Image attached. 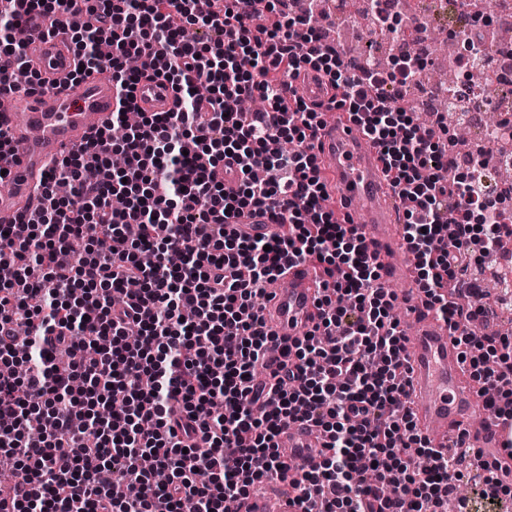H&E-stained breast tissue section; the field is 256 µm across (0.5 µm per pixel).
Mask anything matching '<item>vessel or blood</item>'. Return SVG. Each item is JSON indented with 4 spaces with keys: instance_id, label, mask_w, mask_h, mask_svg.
Masks as SVG:
<instances>
[{
    "instance_id": "1",
    "label": "vessel or blood",
    "mask_w": 512,
    "mask_h": 512,
    "mask_svg": "<svg viewBox=\"0 0 512 512\" xmlns=\"http://www.w3.org/2000/svg\"><path fill=\"white\" fill-rule=\"evenodd\" d=\"M28 57L33 69L48 83L47 88L29 95L25 111H17L19 94L0 89V126L9 128L16 149L0 153V169L7 173L8 192L0 194V225L18 224L24 212L36 204L35 186L46 174V164L85 144L109 123L119 89L109 79L97 77L72 82L73 57L66 38L48 36L40 29L28 32ZM301 95L306 103L326 98V86L316 72L300 77ZM137 105L149 112H172L177 101L171 87L159 80H143L135 89ZM316 156L327 168L339 198L349 214L358 216L357 230L382 267L385 282L403 284V303L410 315L405 356L410 368V390L416 401L414 413L422 434L431 445L446 450L448 439L465 434L473 448L503 447L512 439V427L490 420L478 424L484 406L464 387L459 351L448 335L447 326L428 316L417 286L414 264L389 213L398 200L387 197L383 163L347 113L331 114L316 141ZM287 288L270 289L262 315L276 338L273 351L284 343L304 336L317 320L318 290L312 267L292 266L286 273ZM318 433L309 425L294 424L278 437L284 457L292 467L310 463ZM235 512H302L293 492L278 494L276 510H268L260 496L235 503Z\"/></svg>"
}]
</instances>
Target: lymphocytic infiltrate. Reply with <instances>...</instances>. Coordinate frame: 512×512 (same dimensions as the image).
I'll return each mask as SVG.
<instances>
[{
	"instance_id": "lymphocytic-infiltrate-1",
	"label": "lymphocytic infiltrate",
	"mask_w": 512,
	"mask_h": 512,
	"mask_svg": "<svg viewBox=\"0 0 512 512\" xmlns=\"http://www.w3.org/2000/svg\"><path fill=\"white\" fill-rule=\"evenodd\" d=\"M25 2L0 5V27L66 31L82 67L75 80L108 70L130 90L157 76L178 108L139 112L120 145L106 128L54 160L27 224L0 234V261L17 271L0 283V361L32 350L23 375L0 377V451L17 464L14 482L0 484V512H182L188 501L229 512L273 476L290 480L304 512H446L470 449L435 450L417 427L396 296L355 225L323 206L321 107L295 82L321 73L329 107L351 113L377 148L407 204L403 240L426 307L488 408L512 421V337L467 331L493 310L480 282L463 281L512 223L449 167L447 125L419 123L386 97L396 76L327 39L318 0H80L81 32L69 25L71 0ZM200 84L207 98L196 97ZM255 94L265 109L241 111ZM224 161L239 176L232 192L214 177ZM61 181L69 195L57 194ZM256 207L279 233L239 230ZM306 261L324 277L321 325L270 357L258 316L266 286ZM131 327L141 333L132 348ZM49 334L71 353L109 345L56 372L41 343ZM116 387L127 402L114 410ZM296 423L325 437L298 474L276 443ZM145 457L166 483L153 482ZM363 461L375 485L353 482Z\"/></svg>"
}]
</instances>
